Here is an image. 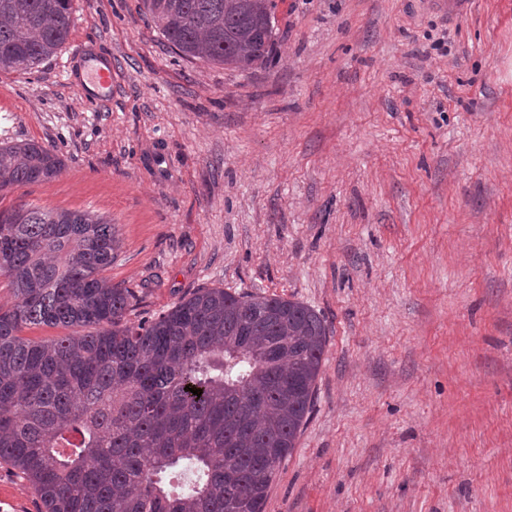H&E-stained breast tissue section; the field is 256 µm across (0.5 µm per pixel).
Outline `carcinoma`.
<instances>
[{"label":"carcinoma","instance_id":"obj_1","mask_svg":"<svg viewBox=\"0 0 512 512\" xmlns=\"http://www.w3.org/2000/svg\"><path fill=\"white\" fill-rule=\"evenodd\" d=\"M144 6L188 59L247 69L274 44V0ZM71 14L72 0H0V73L57 53ZM61 169L38 143L0 146V191ZM116 248L112 222L91 212L0 210V277L16 298L0 305V461L44 512H263L313 404L323 316L201 288L130 323L133 292L101 276ZM43 325L86 333L23 336Z\"/></svg>","mask_w":512,"mask_h":512}]
</instances>
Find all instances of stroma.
Listing matches in <instances>:
<instances>
[{"instance_id": "stroma-1", "label": "stroma", "mask_w": 512, "mask_h": 512, "mask_svg": "<svg viewBox=\"0 0 512 512\" xmlns=\"http://www.w3.org/2000/svg\"><path fill=\"white\" fill-rule=\"evenodd\" d=\"M269 56H180L142 0H72L0 74V144L64 162L0 191L91 211L130 321L202 288L320 312L307 422L264 512H512V0H274ZM109 59L85 95L70 67ZM0 512H43L0 462Z\"/></svg>"}]
</instances>
